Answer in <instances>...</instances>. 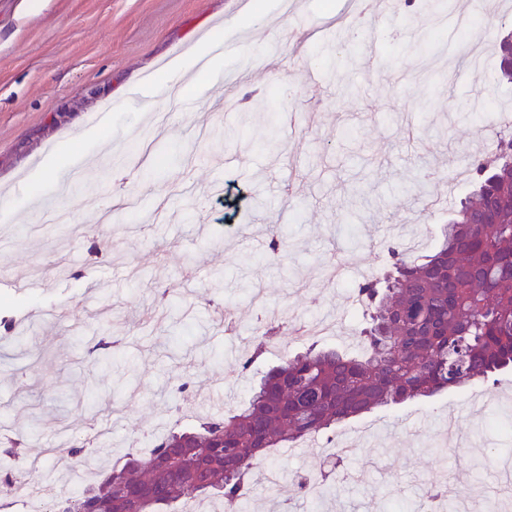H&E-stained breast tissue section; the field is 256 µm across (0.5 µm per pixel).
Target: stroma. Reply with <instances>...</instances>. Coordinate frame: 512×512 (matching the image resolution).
Returning <instances> with one entry per match:
<instances>
[{
    "mask_svg": "<svg viewBox=\"0 0 512 512\" xmlns=\"http://www.w3.org/2000/svg\"><path fill=\"white\" fill-rule=\"evenodd\" d=\"M21 2L0 0V209L14 210L0 222V268L48 287L28 297L0 289V431L25 433L32 453L56 440L63 450L24 484H0L10 512H29L32 485L46 504L84 489L63 465L71 440L58 424L97 437L86 463L99 474L131 441L148 447L196 425L205 393L246 402L262 372L301 350L290 322L335 321L321 343L359 350L357 284L413 233L422 244L411 258L428 253L512 111L496 54L478 69L458 63L468 44L455 25L460 0L442 15L397 5L355 36L346 0H269L267 25L252 28L242 25L250 0H43L27 16ZM299 4L313 26L302 42L290 36ZM219 30L223 60L207 74L183 70ZM156 84L165 119L143 141L134 132L146 113L120 105ZM173 89L221 105L220 115L181 111ZM257 100L276 127L250 113ZM52 154L59 181L30 202L28 177ZM46 201L72 224L40 222ZM276 229L287 247L274 257ZM335 258L353 266L322 288ZM256 287L281 315L269 338ZM164 289L175 298L156 305ZM102 333L119 341L108 367L87 354ZM185 381L189 393H178ZM113 403L121 416L106 413ZM452 411L468 443L440 453ZM511 423L512 372L379 407L337 427L358 446L336 469L303 444L275 449L277 484L254 471L249 499L266 498L263 512H420L426 489L475 486L470 512H486L512 496ZM315 470L330 495L299 497L300 475Z\"/></svg>",
    "mask_w": 512,
    "mask_h": 512,
    "instance_id": "obj_1",
    "label": "stroma"
}]
</instances>
